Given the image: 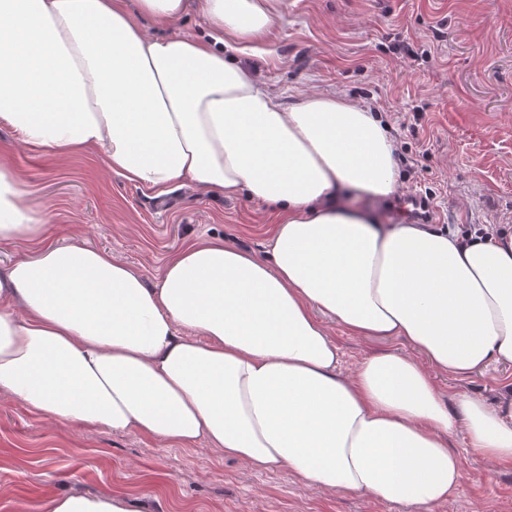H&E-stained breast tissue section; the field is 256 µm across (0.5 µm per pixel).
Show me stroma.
<instances>
[{"instance_id":"35a3bbf8","label":"stroma","mask_w":512,"mask_h":512,"mask_svg":"<svg viewBox=\"0 0 512 512\" xmlns=\"http://www.w3.org/2000/svg\"><path fill=\"white\" fill-rule=\"evenodd\" d=\"M242 60L286 104L303 94L346 96L380 113L395 138L400 186L364 201L399 224L401 196H432L436 228L512 226V0H283L270 39ZM0 156L22 173L33 207L48 208L47 238L89 245L160 272L197 235L263 253L271 210L245 196L173 186L163 195L110 172L100 157L62 162L0 128ZM331 334L343 371L373 351L411 354L399 339ZM444 399L488 398L512 387V364L482 373H435ZM463 479L447 503L390 504L324 494L288 468L246 470L197 442L168 447L137 434L50 423L0 398V512H40L51 493L107 492L149 512H512V465L496 466L463 435L451 441Z\"/></svg>"}]
</instances>
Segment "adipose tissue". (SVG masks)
I'll list each match as a JSON object with an SVG mask.
<instances>
[{"mask_svg":"<svg viewBox=\"0 0 512 512\" xmlns=\"http://www.w3.org/2000/svg\"><path fill=\"white\" fill-rule=\"evenodd\" d=\"M282 0H0V127L127 182L191 183L275 205L265 255L196 237L155 278L110 252L43 239L21 173L0 160V397L49 422L136 431L251 470L285 466L321 492L446 502L457 431L512 463V390L446 402L436 371L512 363V230L460 237L382 224L347 193L394 195L397 146L336 94L286 105L239 62ZM203 16L215 39L154 37L139 17ZM395 338L352 371L324 323ZM42 512H143L120 495L47 496Z\"/></svg>","mask_w":512,"mask_h":512,"instance_id":"1","label":"adipose tissue"}]
</instances>
